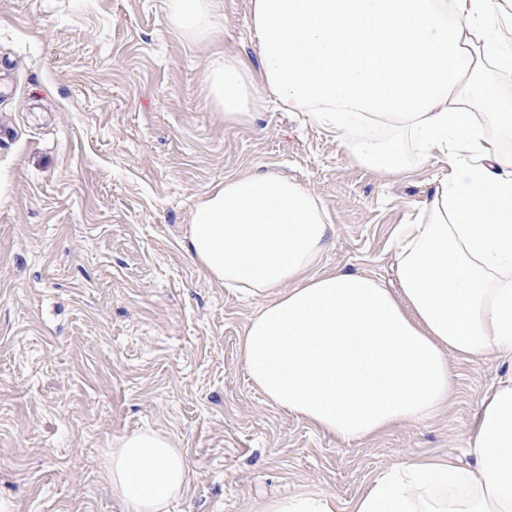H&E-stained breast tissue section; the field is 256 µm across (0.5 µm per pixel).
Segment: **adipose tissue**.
Instances as JSON below:
<instances>
[{"mask_svg": "<svg viewBox=\"0 0 512 512\" xmlns=\"http://www.w3.org/2000/svg\"><path fill=\"white\" fill-rule=\"evenodd\" d=\"M501 0H252L260 72L214 59L207 88L225 120L268 93L335 135L358 164L401 172L377 129H406L423 152H447L425 224L401 225L397 287L320 272L331 226L319 201L273 172L225 178L194 205L193 259L208 276L263 302L240 342L250 381L275 407L344 442L448 406L452 359H512V153L469 112L512 132V108L484 79V59L512 64ZM187 40L224 28L216 0H168ZM473 466L394 464L350 512H512V379L482 399L469 427ZM104 474L123 512H169L190 482L183 449L146 429L120 438Z\"/></svg>", "mask_w": 512, "mask_h": 512, "instance_id": "adipose-tissue-1", "label": "adipose tissue"}]
</instances>
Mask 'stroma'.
I'll use <instances>...</instances> for the list:
<instances>
[{"label": "stroma", "instance_id": "obj_1", "mask_svg": "<svg viewBox=\"0 0 512 512\" xmlns=\"http://www.w3.org/2000/svg\"><path fill=\"white\" fill-rule=\"evenodd\" d=\"M191 42L166 0H0V503L8 512H120L102 468L145 430L183 448L192 477L170 512H260L332 495L339 512L412 458L461 455L512 362L453 361L454 394L423 424L346 443L268 404L239 355L260 301L211 280L188 251L197 199L275 170L324 205L320 268L396 283L400 225L426 221L448 159L381 177L274 102L237 123L208 97L214 54L260 69L251 0Z\"/></svg>", "mask_w": 512, "mask_h": 512}]
</instances>
